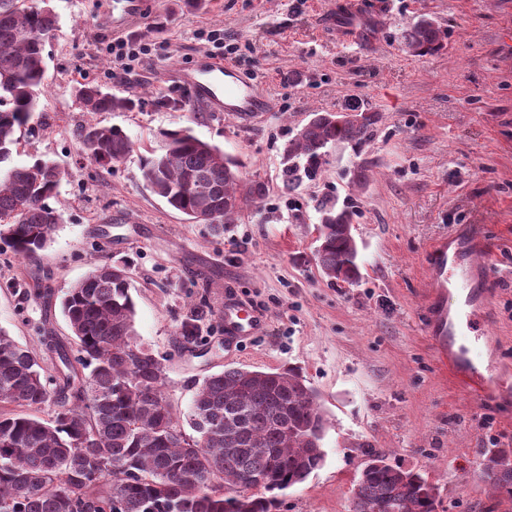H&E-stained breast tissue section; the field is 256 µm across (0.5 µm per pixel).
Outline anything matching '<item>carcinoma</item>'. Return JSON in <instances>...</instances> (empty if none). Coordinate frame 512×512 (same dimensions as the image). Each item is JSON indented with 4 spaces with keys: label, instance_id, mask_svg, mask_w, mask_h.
I'll return each instance as SVG.
<instances>
[{
    "label": "carcinoma",
    "instance_id": "carcinoma-1",
    "mask_svg": "<svg viewBox=\"0 0 512 512\" xmlns=\"http://www.w3.org/2000/svg\"><path fill=\"white\" fill-rule=\"evenodd\" d=\"M59 17L50 3L0 0V239L21 259L42 250L62 211L50 204L67 172L37 158L14 161L16 130L37 110L47 62L41 42L28 33L55 34ZM416 56L447 46L448 32L423 18L404 33ZM88 112L134 111L142 100L115 97L88 82L76 87ZM378 113L360 104L341 112L310 113L284 146L282 190L317 176L326 149L369 141ZM163 152L144 163L145 181L172 208L216 236L266 195L246 181L240 162L187 128L162 130ZM84 154L110 172L133 150L122 130L88 124L80 133ZM193 184L198 190L186 192ZM353 213L320 209L314 261L330 282L360 274L358 245L349 230ZM77 361L50 341L62 367L55 372L0 329V512H276V492L305 482L323 466L325 419L318 393L300 371L249 378L242 368L205 377L192 400L185 432L166 394V369L136 340L135 303L128 265L100 263L64 295ZM209 311L189 308L180 324L182 348L198 343ZM45 406L52 415L38 412ZM201 447L196 452L195 447ZM360 471L350 512H437L438 488L421 472L386 463ZM482 476L512 499V450L484 451ZM252 477L257 486L243 502L224 495ZM217 482L208 491L209 480Z\"/></svg>",
    "mask_w": 512,
    "mask_h": 512
}]
</instances>
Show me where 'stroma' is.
I'll list each match as a JSON object with an SVG mask.
<instances>
[{
	"mask_svg": "<svg viewBox=\"0 0 512 512\" xmlns=\"http://www.w3.org/2000/svg\"><path fill=\"white\" fill-rule=\"evenodd\" d=\"M106 2L51 0L60 25L15 160L48 158L67 171L63 221L33 259L0 242V329L54 367L44 339L71 340L64 293L93 263H128L137 338L165 357L175 411L187 413L198 382L227 367H297L317 391L325 461L280 492L279 512H349L378 449L428 474L438 512H512L481 471L485 449L512 448V0H207L199 10L152 0L124 29L151 54L119 76ZM423 17L448 31L447 48L433 56L403 43ZM221 39L236 45L241 72L271 102L261 121L208 111L180 78ZM85 81L144 103L88 113L75 95ZM356 102L379 116L372 140L331 148L316 179L282 193L283 147L309 113ZM90 123L133 142L111 173L82 156L79 133ZM181 127L268 187L223 237L187 221L143 179L145 159L162 146L158 131ZM326 202L354 213L356 282L330 283L313 261ZM474 226L486 242L491 296L473 357L497 385L482 399L438 360L425 329L429 249ZM228 301L259 313L264 331L230 345ZM199 303L210 314L195 355L181 349L177 329Z\"/></svg>",
	"mask_w": 512,
	"mask_h": 512,
	"instance_id": "stroma-1",
	"label": "stroma"
}]
</instances>
